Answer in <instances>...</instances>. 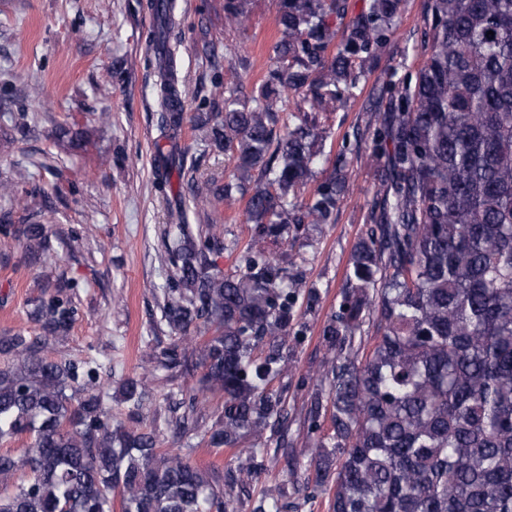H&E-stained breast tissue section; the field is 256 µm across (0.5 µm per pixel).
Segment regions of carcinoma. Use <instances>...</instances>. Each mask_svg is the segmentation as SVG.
<instances>
[{
	"instance_id": "carcinoma-1",
	"label": "carcinoma",
	"mask_w": 512,
	"mask_h": 512,
	"mask_svg": "<svg viewBox=\"0 0 512 512\" xmlns=\"http://www.w3.org/2000/svg\"><path fill=\"white\" fill-rule=\"evenodd\" d=\"M249 0H224L239 28ZM400 0H366L332 55L346 0H278L281 38L265 79L251 93L224 86V111L209 113L210 138L238 175L196 187L205 209L246 199L247 222L277 239L288 225L326 224L349 189L347 161L315 148V114L359 89L354 59L374 57L393 34ZM160 131L185 120L173 58L169 0H149ZM415 78L390 86L388 111L372 138L381 167L374 224L355 247L338 310L322 329L325 387L303 422L318 433L288 470L333 487L331 512H512V0H425ZM288 127L277 133L278 103ZM332 171L303 199L320 160ZM162 246L170 265L163 317L177 364L190 329L212 330L197 352L204 389L223 400L207 429L189 411L169 420L186 442L234 448L259 443L222 473L160 451L154 429L112 425L99 366L48 354L77 309L63 291L29 312L41 335L0 336V512H226L224 484L252 482L254 459L288 447V335L302 289L279 262L250 251L226 275L215 256L224 240L191 233L181 207L169 211ZM35 260L48 259L47 226L22 224ZM372 335L364 336V325ZM142 379L120 381L121 401L143 409ZM330 420L331 430L323 432ZM288 478L267 487L253 512H288Z\"/></svg>"
}]
</instances>
